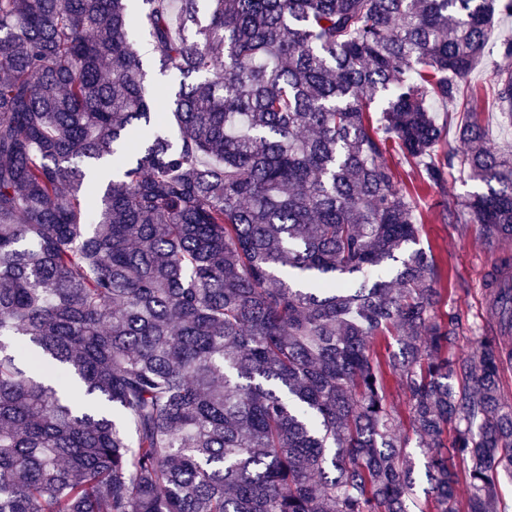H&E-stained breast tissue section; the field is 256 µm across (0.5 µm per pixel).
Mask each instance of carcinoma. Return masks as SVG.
Masks as SVG:
<instances>
[{"instance_id": "carcinoma-1", "label": "carcinoma", "mask_w": 512, "mask_h": 512, "mask_svg": "<svg viewBox=\"0 0 512 512\" xmlns=\"http://www.w3.org/2000/svg\"><path fill=\"white\" fill-rule=\"evenodd\" d=\"M512 0H0V512H497L512 158L459 98ZM179 86L155 111L142 53ZM494 96L512 124V69ZM498 257L435 314L386 153ZM393 335L399 349H375ZM428 448L431 499L389 398Z\"/></svg>"}]
</instances>
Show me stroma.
Listing matches in <instances>:
<instances>
[{
    "mask_svg": "<svg viewBox=\"0 0 512 512\" xmlns=\"http://www.w3.org/2000/svg\"><path fill=\"white\" fill-rule=\"evenodd\" d=\"M508 37L512 38L511 16L502 17L495 24L484 63L461 88L465 98L471 90H480L482 97L475 102L474 110L480 113L491 143L503 152L512 151V125L501 120L491 80L494 68L504 63L498 52L499 43ZM478 189L477 183L464 181L454 173L444 185L424 187L414 196L424 219L420 245L432 248L441 275L442 299L437 311L441 314L451 309L459 311L467 325L454 342L458 352L472 348V326L483 324L490 317L489 291L483 286V278L490 267L492 254L478 240L475 230L460 231L458 223L442 220L440 213L444 202L464 198Z\"/></svg>",
    "mask_w": 512,
    "mask_h": 512,
    "instance_id": "1",
    "label": "stroma"
}]
</instances>
